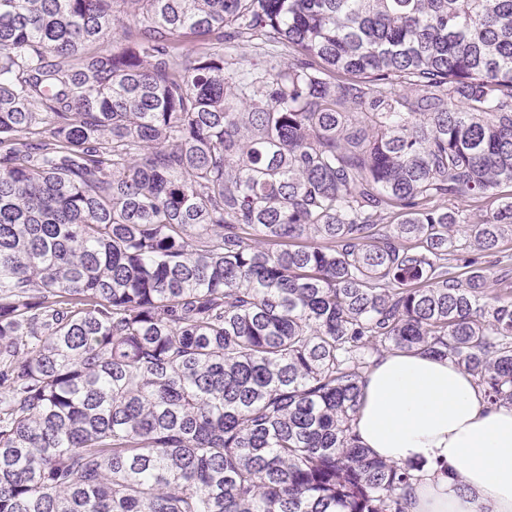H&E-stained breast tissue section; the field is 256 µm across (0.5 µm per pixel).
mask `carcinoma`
<instances>
[{
  "label": "carcinoma",
  "mask_w": 512,
  "mask_h": 512,
  "mask_svg": "<svg viewBox=\"0 0 512 512\" xmlns=\"http://www.w3.org/2000/svg\"><path fill=\"white\" fill-rule=\"evenodd\" d=\"M504 185L512 0H0V512H407L362 380L512 405Z\"/></svg>",
  "instance_id": "carcinoma-1"
}]
</instances>
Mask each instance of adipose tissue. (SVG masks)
I'll return each mask as SVG.
<instances>
[{
	"label": "adipose tissue",
	"instance_id": "1",
	"mask_svg": "<svg viewBox=\"0 0 512 512\" xmlns=\"http://www.w3.org/2000/svg\"><path fill=\"white\" fill-rule=\"evenodd\" d=\"M353 429L377 457L413 466L409 512H512V405H489L452 360L377 356Z\"/></svg>",
	"mask_w": 512,
	"mask_h": 512
}]
</instances>
